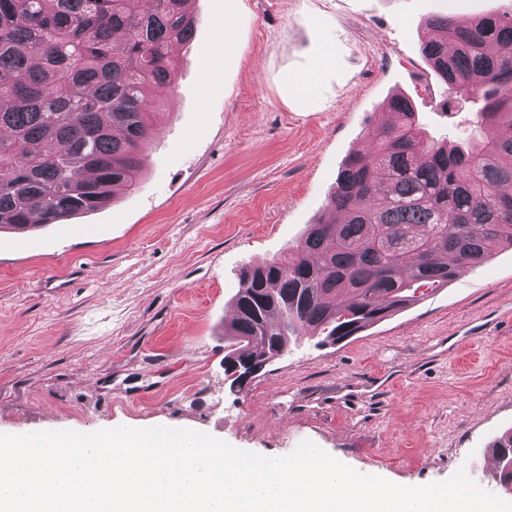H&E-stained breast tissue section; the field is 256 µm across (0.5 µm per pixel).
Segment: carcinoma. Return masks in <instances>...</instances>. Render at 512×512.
<instances>
[{"label":"carcinoma","instance_id":"carcinoma-1","mask_svg":"<svg viewBox=\"0 0 512 512\" xmlns=\"http://www.w3.org/2000/svg\"><path fill=\"white\" fill-rule=\"evenodd\" d=\"M186 0H0V229L103 209L140 182L172 93ZM422 53L445 104L475 97L477 137L439 143L412 102L365 132L325 213L288 251L244 267L224 363L277 356L304 331L336 344L512 247V11L427 20ZM512 481V432L492 445Z\"/></svg>","mask_w":512,"mask_h":512}]
</instances>
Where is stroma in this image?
Instances as JSON below:
<instances>
[{"label":"stroma","instance_id":"stroma-1","mask_svg":"<svg viewBox=\"0 0 512 512\" xmlns=\"http://www.w3.org/2000/svg\"><path fill=\"white\" fill-rule=\"evenodd\" d=\"M187 9L195 37L173 48L177 87L140 186L62 224L0 230V434L170 426L266 456L309 440L397 484L463 467L498 492L489 461L512 431V248L347 340L298 336L241 389L224 373V325L241 269L281 255L323 214L390 96L409 97L435 138L475 136L477 105L442 110L425 21L512 0Z\"/></svg>","mask_w":512,"mask_h":512}]
</instances>
